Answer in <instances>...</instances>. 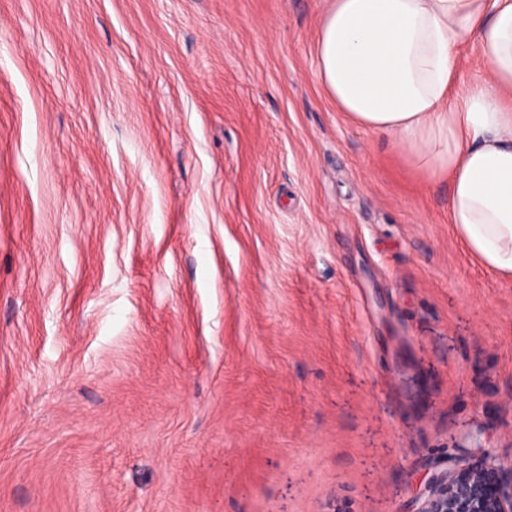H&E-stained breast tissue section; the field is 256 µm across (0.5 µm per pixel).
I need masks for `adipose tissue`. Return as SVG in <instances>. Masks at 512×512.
Instances as JSON below:
<instances>
[{"label": "adipose tissue", "mask_w": 512, "mask_h": 512, "mask_svg": "<svg viewBox=\"0 0 512 512\" xmlns=\"http://www.w3.org/2000/svg\"><path fill=\"white\" fill-rule=\"evenodd\" d=\"M472 44L490 80L462 94ZM314 53L339 111L394 137L427 177L447 178L465 248L512 278V0H330Z\"/></svg>", "instance_id": "1"}]
</instances>
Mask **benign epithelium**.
<instances>
[{"label": "benign epithelium", "instance_id": "obj_1", "mask_svg": "<svg viewBox=\"0 0 512 512\" xmlns=\"http://www.w3.org/2000/svg\"><path fill=\"white\" fill-rule=\"evenodd\" d=\"M412 512H512V459L441 469L429 478Z\"/></svg>", "mask_w": 512, "mask_h": 512}]
</instances>
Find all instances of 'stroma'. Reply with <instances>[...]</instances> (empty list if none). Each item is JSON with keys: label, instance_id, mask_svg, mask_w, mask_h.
I'll list each match as a JSON object with an SVG mask.
<instances>
[{"label": "stroma", "instance_id": "stroma-1", "mask_svg": "<svg viewBox=\"0 0 512 512\" xmlns=\"http://www.w3.org/2000/svg\"><path fill=\"white\" fill-rule=\"evenodd\" d=\"M327 0H0V512H408L512 458V279L339 112Z\"/></svg>", "mask_w": 512, "mask_h": 512}]
</instances>
